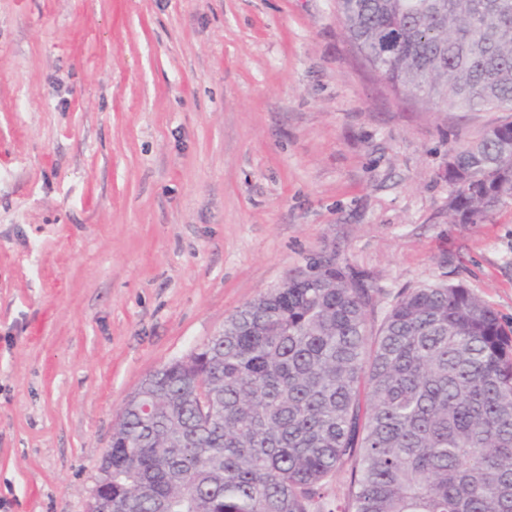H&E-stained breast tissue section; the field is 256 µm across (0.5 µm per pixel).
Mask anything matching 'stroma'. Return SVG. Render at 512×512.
<instances>
[{
    "label": "stroma",
    "instance_id": "obj_1",
    "mask_svg": "<svg viewBox=\"0 0 512 512\" xmlns=\"http://www.w3.org/2000/svg\"><path fill=\"white\" fill-rule=\"evenodd\" d=\"M506 118L396 97L333 0H0V512H85L144 378L308 263L511 326L512 201L448 221Z\"/></svg>",
    "mask_w": 512,
    "mask_h": 512
}]
</instances>
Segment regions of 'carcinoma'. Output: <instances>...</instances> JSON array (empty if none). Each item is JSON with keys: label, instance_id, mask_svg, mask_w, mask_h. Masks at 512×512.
<instances>
[{"label": "carcinoma", "instance_id": "obj_1", "mask_svg": "<svg viewBox=\"0 0 512 512\" xmlns=\"http://www.w3.org/2000/svg\"><path fill=\"white\" fill-rule=\"evenodd\" d=\"M395 94L512 112V0H335ZM448 223L512 190V121L448 162ZM374 288L327 260L165 364L112 431V504L134 512H512V328L462 284ZM200 383L214 413L191 398Z\"/></svg>", "mask_w": 512, "mask_h": 512}]
</instances>
